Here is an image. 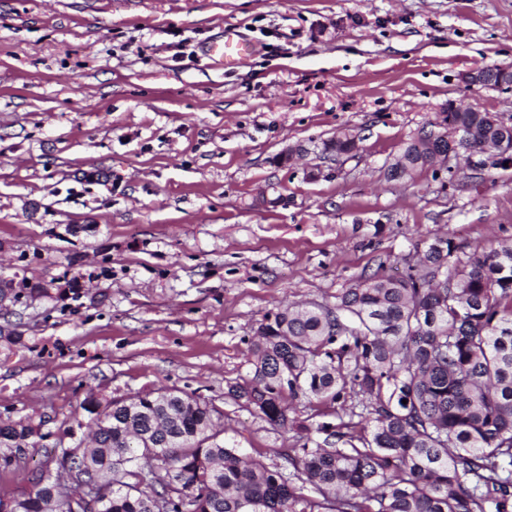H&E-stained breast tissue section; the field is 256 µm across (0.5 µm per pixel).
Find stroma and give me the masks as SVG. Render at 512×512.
Segmentation results:
<instances>
[{"label": "stroma", "mask_w": 512, "mask_h": 512, "mask_svg": "<svg viewBox=\"0 0 512 512\" xmlns=\"http://www.w3.org/2000/svg\"><path fill=\"white\" fill-rule=\"evenodd\" d=\"M227 28L253 54L210 69ZM494 65L512 0H0V280L25 291L0 311V422L39 427L29 465L87 433L88 397L164 387L281 462L298 433L234 395L265 316L438 236L512 241V169L383 176L449 103L512 116V90L464 81ZM344 127L355 156L313 154Z\"/></svg>", "instance_id": "35a3bbf8"}]
</instances>
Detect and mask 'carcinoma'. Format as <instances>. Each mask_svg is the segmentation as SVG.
Wrapping results in <instances>:
<instances>
[{
    "mask_svg": "<svg viewBox=\"0 0 512 512\" xmlns=\"http://www.w3.org/2000/svg\"><path fill=\"white\" fill-rule=\"evenodd\" d=\"M473 133L462 147L512 149L490 113L448 112ZM421 139L404 144V180L431 166ZM320 152L339 157L333 138ZM253 377L238 398L272 425L300 431L288 476L224 447L220 412L176 388L110 400L112 412L70 467L35 472L0 492L17 512H73L83 485L105 493L98 512H512V244L466 252L447 237L394 277L384 264L336 302L289 304L251 342ZM304 397L310 428L290 416ZM407 403H402V400ZM323 434L319 442L313 433ZM38 428L0 424V449Z\"/></svg>",
    "mask_w": 512,
    "mask_h": 512,
    "instance_id": "1",
    "label": "carcinoma"
}]
</instances>
